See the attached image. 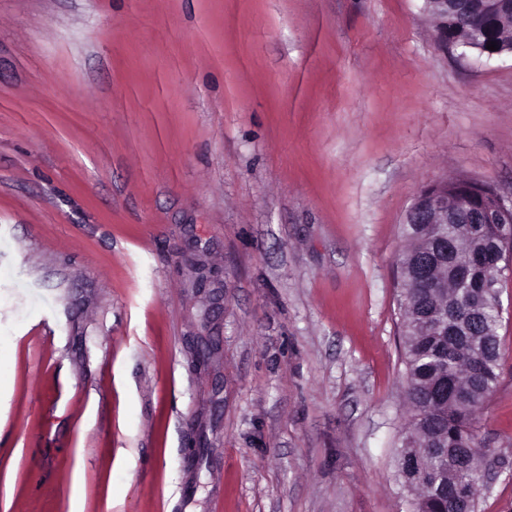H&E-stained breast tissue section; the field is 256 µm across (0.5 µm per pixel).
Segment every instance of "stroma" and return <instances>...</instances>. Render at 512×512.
Segmentation results:
<instances>
[{
	"label": "stroma",
	"mask_w": 512,
	"mask_h": 512,
	"mask_svg": "<svg viewBox=\"0 0 512 512\" xmlns=\"http://www.w3.org/2000/svg\"><path fill=\"white\" fill-rule=\"evenodd\" d=\"M443 178L512 197V55L425 0H0V512H412L395 276Z\"/></svg>",
	"instance_id": "obj_1"
}]
</instances>
